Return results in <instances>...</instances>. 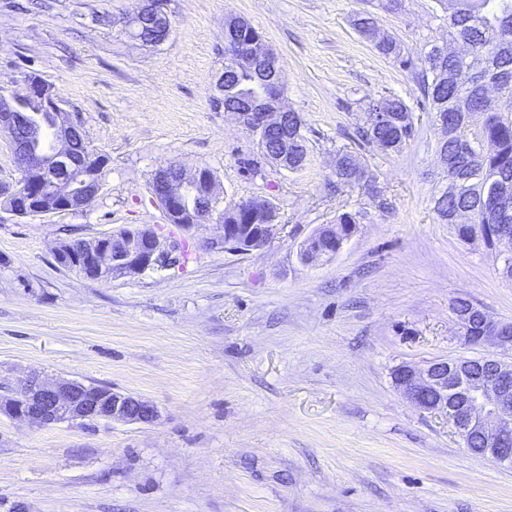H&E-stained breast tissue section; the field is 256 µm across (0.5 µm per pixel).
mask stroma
Returning <instances> with one entry per match:
<instances>
[{"label":"stroma","mask_w":512,"mask_h":512,"mask_svg":"<svg viewBox=\"0 0 512 512\" xmlns=\"http://www.w3.org/2000/svg\"><path fill=\"white\" fill-rule=\"evenodd\" d=\"M434 5L165 0L171 35L147 46L124 32L138 0H0V86L42 77L108 159L90 209L20 218L0 207V397L37 371L159 411L151 423L50 427L0 413V512H512V468L468 451L447 416L413 406L392 379L405 362L488 355L461 341L456 299L512 321L500 259L433 211L447 184L434 113L415 110L399 151L356 139L369 101L421 93L353 19L370 12L415 59L446 32ZM229 13L279 58L284 103L308 138L299 170L262 162L257 137L213 104ZM340 149L380 198L335 188ZM172 162L212 169L221 207L275 202L271 241L237 255L207 245L215 225L166 223L149 183ZM343 212L358 214L354 233L303 264L300 243ZM133 224L191 259L109 280L55 259L63 240Z\"/></svg>","instance_id":"1"}]
</instances>
